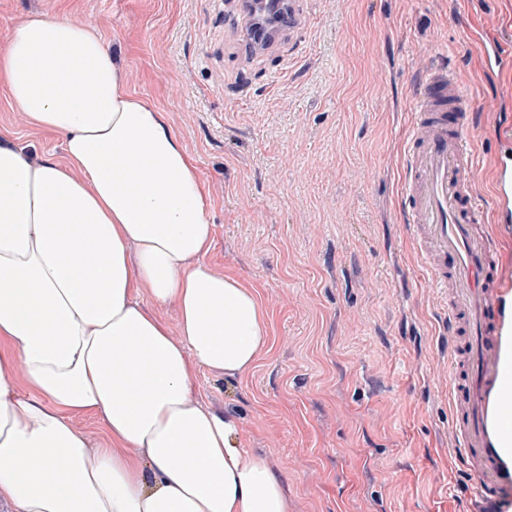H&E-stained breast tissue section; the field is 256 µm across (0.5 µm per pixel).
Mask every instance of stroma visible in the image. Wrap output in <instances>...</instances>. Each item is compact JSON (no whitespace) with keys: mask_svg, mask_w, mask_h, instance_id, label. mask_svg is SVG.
<instances>
[{"mask_svg":"<svg viewBox=\"0 0 512 512\" xmlns=\"http://www.w3.org/2000/svg\"><path fill=\"white\" fill-rule=\"evenodd\" d=\"M299 51L248 55L237 0H0V50L34 14L94 23L130 91L163 112L205 183L204 261L254 289L268 342L194 392L287 477L288 512H478L448 446V336L398 210L421 67L478 93L472 33L512 56V0H303ZM60 160L0 85V136Z\"/></svg>","mask_w":512,"mask_h":512,"instance_id":"35a3bbf8","label":"stroma"}]
</instances>
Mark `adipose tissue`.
Returning a JSON list of instances; mask_svg holds the SVG:
<instances>
[{"label":"adipose tissue","instance_id":"1","mask_svg":"<svg viewBox=\"0 0 512 512\" xmlns=\"http://www.w3.org/2000/svg\"><path fill=\"white\" fill-rule=\"evenodd\" d=\"M0 83L64 161L0 139V498L16 512H288L285 478L192 391L268 340L254 290L205 263L209 200L92 23L31 17ZM176 303L179 332L137 301ZM101 415L91 448L69 413Z\"/></svg>","mask_w":512,"mask_h":512}]
</instances>
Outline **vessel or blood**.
I'll list each match as a JSON object with an SVG mask.
<instances>
[{
	"mask_svg": "<svg viewBox=\"0 0 512 512\" xmlns=\"http://www.w3.org/2000/svg\"><path fill=\"white\" fill-rule=\"evenodd\" d=\"M484 68L512 65L494 37L480 44ZM414 119L403 149L400 209L412 247L436 288L453 344L448 352V438L478 500L512 499V419L504 379L512 371V288L500 275L489 223H512V150L480 156L477 141L512 119L499 96L468 99L457 72L429 63L412 96ZM491 196L478 189L482 169Z\"/></svg>",
	"mask_w": 512,
	"mask_h": 512,
	"instance_id": "b4317fda",
	"label": "vessel or blood"
}]
</instances>
